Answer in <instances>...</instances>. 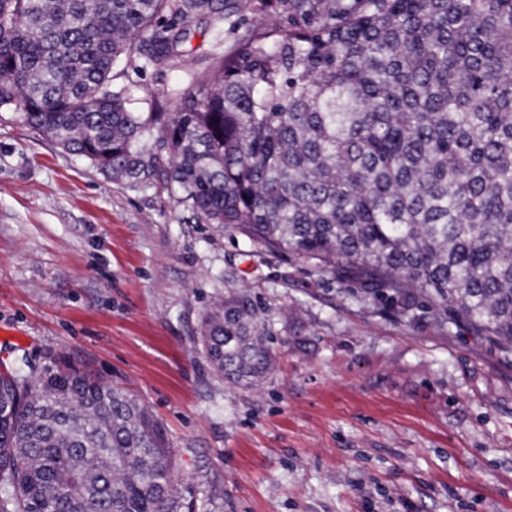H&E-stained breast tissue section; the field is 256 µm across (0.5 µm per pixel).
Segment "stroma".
Returning <instances> with one entry per match:
<instances>
[{"mask_svg": "<svg viewBox=\"0 0 512 512\" xmlns=\"http://www.w3.org/2000/svg\"><path fill=\"white\" fill-rule=\"evenodd\" d=\"M186 61L131 65L134 107H174ZM247 292L273 333L255 387L217 376L201 314ZM89 360L164 423L198 512H512V351L427 301L402 315L358 270L245 250L157 186L102 175L0 112V363Z\"/></svg>", "mask_w": 512, "mask_h": 512, "instance_id": "stroma-1", "label": "stroma"}]
</instances>
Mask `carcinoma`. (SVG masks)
<instances>
[{"label":"carcinoma","instance_id":"obj_1","mask_svg":"<svg viewBox=\"0 0 512 512\" xmlns=\"http://www.w3.org/2000/svg\"><path fill=\"white\" fill-rule=\"evenodd\" d=\"M173 111L129 106L119 63L179 58L239 0H0V112L206 224L406 313L423 296L512 350V0H249ZM244 293L201 317L216 373H267ZM0 512H195L161 422L71 357L0 364Z\"/></svg>","mask_w":512,"mask_h":512}]
</instances>
